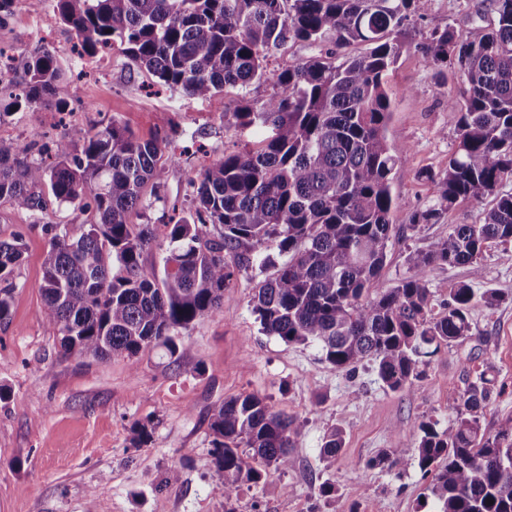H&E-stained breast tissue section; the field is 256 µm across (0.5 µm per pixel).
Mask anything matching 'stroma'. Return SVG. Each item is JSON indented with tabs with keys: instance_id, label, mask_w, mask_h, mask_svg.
<instances>
[{
	"instance_id": "35a3bbf8",
	"label": "stroma",
	"mask_w": 512,
	"mask_h": 512,
	"mask_svg": "<svg viewBox=\"0 0 512 512\" xmlns=\"http://www.w3.org/2000/svg\"><path fill=\"white\" fill-rule=\"evenodd\" d=\"M488 0H429L424 18L410 33L423 40L433 28L452 26L475 39L490 28ZM77 37L59 18L53 0L33 8L11 0L0 10V48L13 57V82L25 78V63L42 49L63 64L74 121L89 130L117 121L142 140L173 133L183 152L167 162L159 187H145L143 208L132 224H166L184 215L192 183L205 165L243 144L261 146L268 128L242 130L232 111L243 98L261 100L271 84L229 88L205 99L183 96L113 50L107 65L79 58ZM397 141L406 146L396 167L391 215L393 234L378 284L391 288L407 276L406 257L448 236L452 224L482 222L491 200H463L436 224L409 229L413 208L432 205L429 174L443 173L456 144V123L445 109L459 96L457 65L437 67L409 49L388 76ZM59 116L41 107L16 108L0 117V145L43 141L62 133ZM39 211L0 200V240L21 238L24 258L17 271L12 316L0 324V512H430L431 475L418 466L389 471L371 467L393 445L417 446L425 422L446 429L456 415L448 404L486 376L493 393L480 412L482 429L495 433L512 416V244L483 251L481 278L469 267L438 266L428 276L432 314L459 283L476 292L493 288L498 305L478 301L470 309L468 336L442 348L422 376L400 392L385 389L371 361L355 371L336 369L318 346L288 344L261 332L251 312L260 271L242 274L224 290L221 312L178 330L185 352L173 359L154 348L128 358L63 357L45 321L38 286L48 239L43 225L67 228L88 223L91 213L57 201L49 185L37 187ZM242 394L267 398L296 421V465L268 471L255 486L225 499L214 477L209 423L225 399ZM151 422L147 446L132 445L135 422ZM338 427L343 447L332 465L320 457L322 439ZM335 486L321 496L322 484Z\"/></svg>"
}]
</instances>
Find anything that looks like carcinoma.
Returning <instances> with one entry per match:
<instances>
[{
    "instance_id": "1",
    "label": "carcinoma",
    "mask_w": 512,
    "mask_h": 512,
    "mask_svg": "<svg viewBox=\"0 0 512 512\" xmlns=\"http://www.w3.org/2000/svg\"><path fill=\"white\" fill-rule=\"evenodd\" d=\"M429 0H55L82 52L122 46L137 67L162 85L193 98L226 88L269 82L273 93L233 112L241 128L271 125L276 135L259 149L245 145L203 168L193 208L175 224H130L144 206L143 187L164 177L161 145L140 140L111 121L74 129L55 150L25 144L0 147V198L38 210L34 188L49 182L53 196L94 221L71 236L58 224L49 237L39 291L48 330L64 356L133 357L162 347L179 352L173 332L221 311L224 288L257 268L253 313L261 331L286 343L317 345L324 360L346 370L370 360L378 378L399 391L420 377L426 359L470 331L478 300L463 283L443 311L431 315L427 273L439 265H467L481 275L480 257L491 242L512 243V0H490L488 32L469 39L452 27L433 29L413 44L407 22L422 18ZM320 53L271 73L267 60L290 43ZM364 43L367 51L338 50ZM416 46L433 64L460 67L465 90L448 98L456 118V147L442 174H426L433 205L416 209L409 228L436 224L460 200L493 198L480 224H452L448 238L407 255L410 275L394 288L377 285L399 205L394 171L407 148L390 131L387 76L401 53ZM62 68L49 51L26 63L15 103L51 98L67 106ZM167 242L163 269L142 256L157 237ZM24 244L0 241V322L9 320L15 271ZM283 258L275 262L271 252ZM491 380L471 383L448 408V429L421 425L414 448L395 446L369 466L435 471L431 512H512V416L485 433L478 412ZM294 421L266 400L239 395L213 414L211 454L217 485L229 500L263 478L285 471ZM153 427L134 425L132 444L150 443ZM343 447L332 427L320 455L330 464Z\"/></svg>"
}]
</instances>
